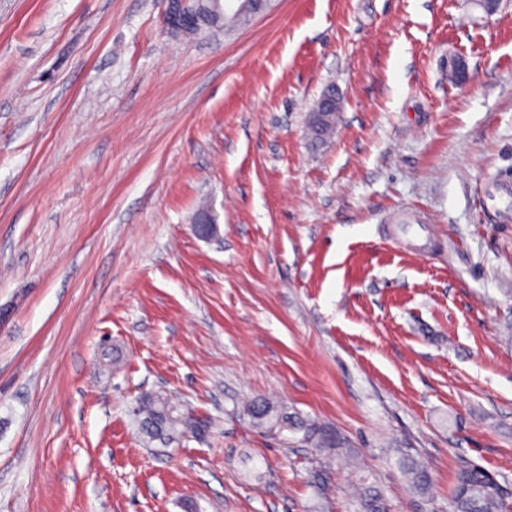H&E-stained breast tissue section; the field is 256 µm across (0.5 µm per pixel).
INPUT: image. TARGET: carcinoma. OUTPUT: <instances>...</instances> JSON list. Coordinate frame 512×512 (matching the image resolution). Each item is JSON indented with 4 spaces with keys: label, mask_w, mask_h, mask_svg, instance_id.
Instances as JSON below:
<instances>
[{
    "label": "carcinoma",
    "mask_w": 512,
    "mask_h": 512,
    "mask_svg": "<svg viewBox=\"0 0 512 512\" xmlns=\"http://www.w3.org/2000/svg\"><path fill=\"white\" fill-rule=\"evenodd\" d=\"M251 17L250 13H226L223 20L216 23L208 19L190 34L198 35L215 27L231 31L249 22ZM245 412L254 425L280 434L299 433L300 441L316 448L340 452L346 447L344 439L326 425L315 419L288 414L265 400L250 402ZM138 416L140 433L148 442L155 439L176 442L184 434L198 435L204 428L200 421L181 412L180 405L167 396H155L142 402ZM402 468L411 490L423 493L429 488V472L418 460L407 457L402 461ZM359 504L362 512H386L382 495L369 486L360 490ZM505 506L506 491L493 473L469 462L461 464L449 503L450 512H502Z\"/></svg>",
    "instance_id": "1"
}]
</instances>
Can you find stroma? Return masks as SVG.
Listing matches in <instances>:
<instances>
[{
	"label": "stroma",
	"mask_w": 512,
	"mask_h": 512,
	"mask_svg": "<svg viewBox=\"0 0 512 512\" xmlns=\"http://www.w3.org/2000/svg\"><path fill=\"white\" fill-rule=\"evenodd\" d=\"M505 181L512 0H272L194 39L162 0H0V512H314L319 467L326 512L362 483L448 512L465 461L512 494ZM164 393L201 435L143 442ZM255 398L350 455L253 427ZM402 468L411 490L424 493L430 485L428 470L413 457L403 458Z\"/></svg>",
	"instance_id": "obj_1"
}]
</instances>
